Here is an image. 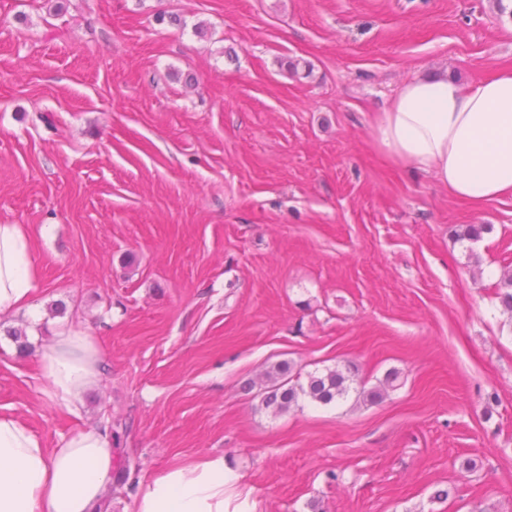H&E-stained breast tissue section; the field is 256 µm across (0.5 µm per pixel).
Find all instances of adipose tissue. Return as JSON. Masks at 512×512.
Here are the masks:
<instances>
[{"label":"adipose tissue","instance_id":"1","mask_svg":"<svg viewBox=\"0 0 512 512\" xmlns=\"http://www.w3.org/2000/svg\"><path fill=\"white\" fill-rule=\"evenodd\" d=\"M377 149L432 173L478 208L512 195V70L471 85L442 73L403 84L372 123ZM34 242L24 225L0 224V313L29 308L39 286ZM43 397L79 412L103 367L94 336L57 331L39 361ZM223 458L173 467L137 497L133 512H224ZM112 481V437L91 427L56 447L23 421L0 414V512H92Z\"/></svg>","mask_w":512,"mask_h":512}]
</instances>
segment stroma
Returning a JSON list of instances; mask_svg holds the SVG:
<instances>
[{"mask_svg":"<svg viewBox=\"0 0 512 512\" xmlns=\"http://www.w3.org/2000/svg\"><path fill=\"white\" fill-rule=\"evenodd\" d=\"M501 69L494 0H0V223L41 282L0 315V413L51 448L130 423L105 512L216 456L224 512H512V195L474 209L370 133L423 71ZM63 326L105 357L78 415L38 392ZM280 363L399 379L275 415Z\"/></svg>","mask_w":512,"mask_h":512,"instance_id":"stroma-1","label":"stroma"}]
</instances>
